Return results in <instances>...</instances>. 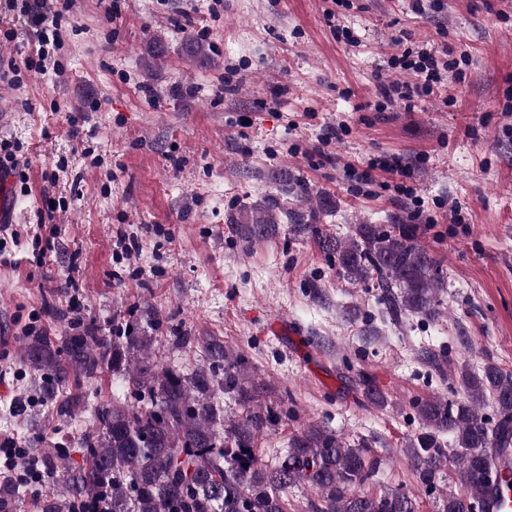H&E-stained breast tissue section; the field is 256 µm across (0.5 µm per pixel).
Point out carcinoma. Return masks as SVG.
Masks as SVG:
<instances>
[{"label": "carcinoma", "instance_id": "carcinoma-1", "mask_svg": "<svg viewBox=\"0 0 512 512\" xmlns=\"http://www.w3.org/2000/svg\"><path fill=\"white\" fill-rule=\"evenodd\" d=\"M312 216L271 196L239 212L233 223L247 238H263L278 224L298 234L316 231ZM344 276L376 280L391 314L402 310L437 314L447 273L418 242L417 226L357 224L348 241L322 239ZM157 337L128 330L124 339L97 335L91 325H72L63 340L38 332L26 337L21 358L36 372L35 382L57 417L69 419L79 398H59L69 381L92 379L103 370L122 377L125 401L102 403L80 441L83 465L73 468L63 454L45 448L41 458L48 487L39 512H288V489L307 484L318 500L310 512H416L399 491L360 490L379 471L381 459L365 444L349 445L335 434L311 428L288 443L278 464H264L257 440L277 414L257 404V387L242 383L245 360L206 336L208 364L189 374L159 366L153 359ZM463 402L431 398L418 406L422 430L408 443L420 484L434 493L448 477L461 487L444 492L438 512H477L482 490L494 469L490 449L512 440V377L487 364L463 371ZM232 394L245 416L226 420L216 404ZM499 418L481 415L486 400ZM449 435L456 447L443 441ZM19 489L0 486V512H16Z\"/></svg>", "mask_w": 512, "mask_h": 512}]
</instances>
